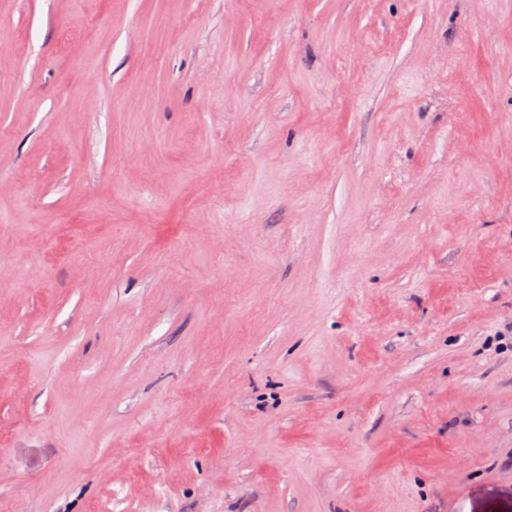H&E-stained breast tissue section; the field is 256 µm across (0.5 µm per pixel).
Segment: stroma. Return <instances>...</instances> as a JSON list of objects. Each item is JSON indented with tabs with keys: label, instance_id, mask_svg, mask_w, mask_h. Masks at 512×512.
I'll use <instances>...</instances> for the list:
<instances>
[{
	"label": "stroma",
	"instance_id": "1",
	"mask_svg": "<svg viewBox=\"0 0 512 512\" xmlns=\"http://www.w3.org/2000/svg\"><path fill=\"white\" fill-rule=\"evenodd\" d=\"M76 497L512 512V0H0V512Z\"/></svg>",
	"mask_w": 512,
	"mask_h": 512
}]
</instances>
